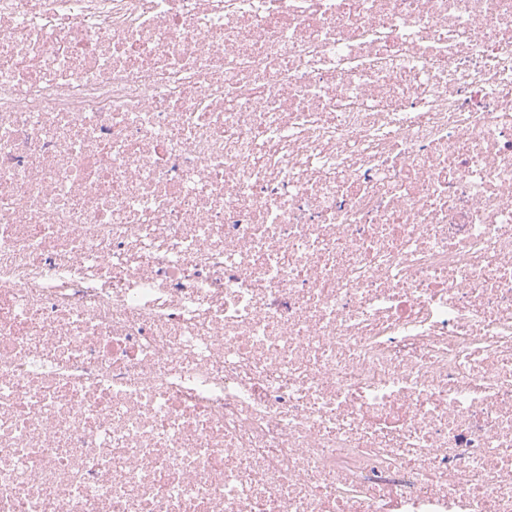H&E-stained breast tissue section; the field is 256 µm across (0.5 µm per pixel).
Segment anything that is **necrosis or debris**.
<instances>
[{"mask_svg":"<svg viewBox=\"0 0 512 512\" xmlns=\"http://www.w3.org/2000/svg\"><path fill=\"white\" fill-rule=\"evenodd\" d=\"M0 512H512V0H0Z\"/></svg>","mask_w":512,"mask_h":512,"instance_id":"1","label":"necrosis or debris"}]
</instances>
